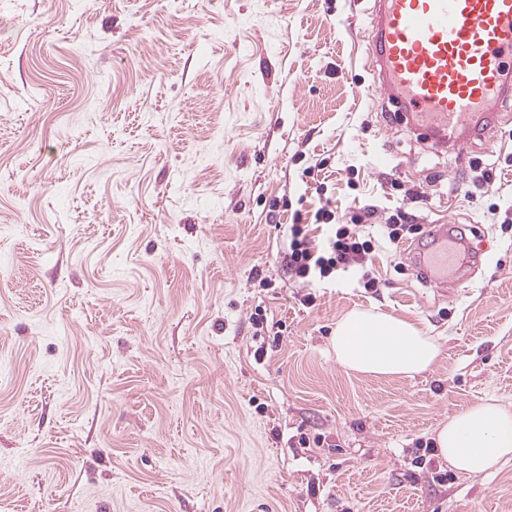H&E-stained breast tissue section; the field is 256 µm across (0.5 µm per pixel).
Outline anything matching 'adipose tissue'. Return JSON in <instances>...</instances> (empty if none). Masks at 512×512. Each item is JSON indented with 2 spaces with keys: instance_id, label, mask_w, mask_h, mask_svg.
Here are the masks:
<instances>
[{
  "instance_id": "adipose-tissue-1",
  "label": "adipose tissue",
  "mask_w": 512,
  "mask_h": 512,
  "mask_svg": "<svg viewBox=\"0 0 512 512\" xmlns=\"http://www.w3.org/2000/svg\"><path fill=\"white\" fill-rule=\"evenodd\" d=\"M338 365L355 375L410 378L430 368L440 349L415 323L371 310H354L336 323ZM439 456L465 475L489 474L512 459V408L482 401L450 417L436 432Z\"/></svg>"
}]
</instances>
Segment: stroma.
<instances>
[{"label":"stroma","instance_id":"obj_1","mask_svg":"<svg viewBox=\"0 0 512 512\" xmlns=\"http://www.w3.org/2000/svg\"><path fill=\"white\" fill-rule=\"evenodd\" d=\"M373 7L0 0V512H512V461L467 477L425 447L512 407V108L504 148L423 143L371 91ZM327 197L476 227L482 263L441 293L396 271L406 240L377 291L297 279L288 226ZM356 309L436 363L346 372Z\"/></svg>","mask_w":512,"mask_h":512}]
</instances>
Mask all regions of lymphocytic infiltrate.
<instances>
[{
    "label": "lymphocytic infiltrate",
    "mask_w": 512,
    "mask_h": 512,
    "mask_svg": "<svg viewBox=\"0 0 512 512\" xmlns=\"http://www.w3.org/2000/svg\"><path fill=\"white\" fill-rule=\"evenodd\" d=\"M371 211L365 210L345 217L336 208L325 204L314 213L312 223H304L302 214H295L288 227V251L284 260L289 272L306 282H325L337 273H358V283L365 289L377 290L367 264L382 241L399 244L413 239L424 231L417 224L415 214L400 211L389 223L381 225L379 233H372Z\"/></svg>",
    "instance_id": "obj_1"
}]
</instances>
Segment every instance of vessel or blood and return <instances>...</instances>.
<instances>
[{
  "instance_id": "b4317fda",
  "label": "vessel or blood",
  "mask_w": 512,
  "mask_h": 512,
  "mask_svg": "<svg viewBox=\"0 0 512 512\" xmlns=\"http://www.w3.org/2000/svg\"><path fill=\"white\" fill-rule=\"evenodd\" d=\"M367 37L374 90L425 137L460 148L484 113L512 102V0H374ZM463 241L431 225L414 265L446 288L462 267Z\"/></svg>"
}]
</instances>
